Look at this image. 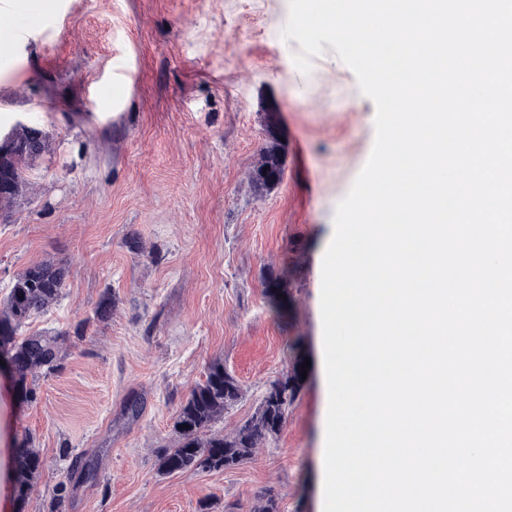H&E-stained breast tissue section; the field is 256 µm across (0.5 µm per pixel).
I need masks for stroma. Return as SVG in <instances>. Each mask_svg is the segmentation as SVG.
<instances>
[{"instance_id":"35a3bbf8","label":"stroma","mask_w":512,"mask_h":512,"mask_svg":"<svg viewBox=\"0 0 512 512\" xmlns=\"http://www.w3.org/2000/svg\"><path fill=\"white\" fill-rule=\"evenodd\" d=\"M7 2L23 32L0 51V129L39 127L51 151L0 224V292L60 260L63 295L26 333L91 321L35 402L0 375V448L28 434L45 461L28 512H235L269 487L279 512H323L322 260L373 148L374 102L331 45L310 74L296 68L288 0H38L30 17ZM273 139L284 174L260 191L253 170ZM284 272L279 316L268 282ZM107 288L115 311L92 322ZM293 342L311 362L301 397L255 460L159 472L158 447L210 362L244 387L228 431L287 371ZM133 395L145 408L131 420ZM77 456L99 459L94 481L67 479Z\"/></svg>"}]
</instances>
